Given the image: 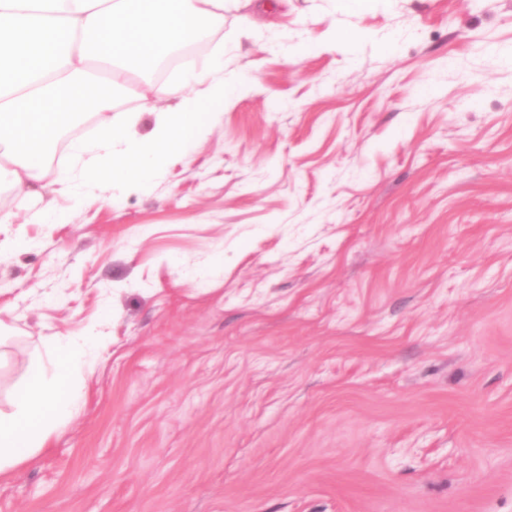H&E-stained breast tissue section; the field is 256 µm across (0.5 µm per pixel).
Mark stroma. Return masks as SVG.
I'll list each match as a JSON object with an SVG mask.
<instances>
[{
	"instance_id": "1",
	"label": "stroma",
	"mask_w": 512,
	"mask_h": 512,
	"mask_svg": "<svg viewBox=\"0 0 512 512\" xmlns=\"http://www.w3.org/2000/svg\"><path fill=\"white\" fill-rule=\"evenodd\" d=\"M265 2L152 186L0 226V385L103 338L0 512H512V0Z\"/></svg>"
}]
</instances>
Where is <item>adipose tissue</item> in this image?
<instances>
[{"label":"adipose tissue","instance_id":"1","mask_svg":"<svg viewBox=\"0 0 512 512\" xmlns=\"http://www.w3.org/2000/svg\"><path fill=\"white\" fill-rule=\"evenodd\" d=\"M239 0H0V186L18 189L0 224L26 212L32 224H60L67 210H33L46 160L66 130L89 117L98 135L67 137V166L56 177L72 200L109 187L113 194L149 186L171 155L185 151L226 104L249 89L226 73L223 53L184 62L175 80H154L156 58L224 24ZM151 133L131 128L143 113ZM97 352L90 335L59 336L35 353L26 377L0 411V479L50 447L81 410L83 374Z\"/></svg>","mask_w":512,"mask_h":512}]
</instances>
